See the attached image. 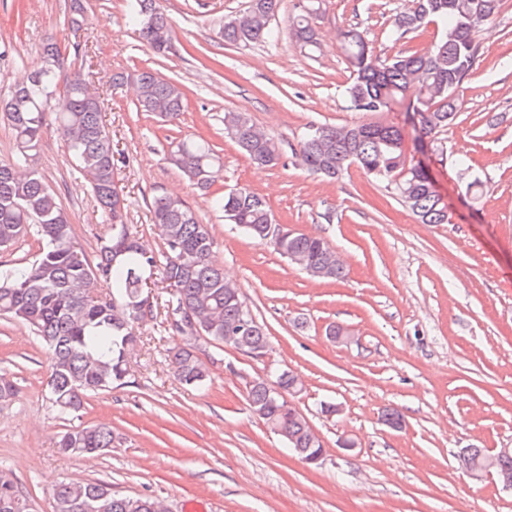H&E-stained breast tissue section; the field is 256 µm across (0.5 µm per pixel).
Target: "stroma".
Instances as JSON below:
<instances>
[{
	"mask_svg": "<svg viewBox=\"0 0 512 512\" xmlns=\"http://www.w3.org/2000/svg\"><path fill=\"white\" fill-rule=\"evenodd\" d=\"M298 2L282 0L272 21L278 42L244 45L224 41L221 29L247 0H161L173 50L158 56L129 22L126 0H80L76 13L71 0H0V98L33 72L46 37L64 50L85 46V74L120 160L128 223L144 245L162 250L151 200L161 192L186 198L213 237L217 263L269 336L261 359L199 341L209 387L183 385L167 355V293L153 276V311L135 326L125 384L66 415L48 398L47 349L23 324L0 318V377L16 387L0 402V467L12 471L34 512H53L60 480L149 494L167 512H183L188 499L208 512H512V491L475 480L459 461L468 448H512V106L503 101L512 90V0H502L476 38L463 109L439 133V153L422 149L403 108L348 107L340 41L360 29L384 57L429 46L435 26L398 39L392 21L409 0H323L318 47L308 52L289 35ZM145 68L183 86L178 122L138 111L131 84L113 86L114 73ZM228 111L247 113L277 139L275 166H256L225 138ZM366 123L401 128L410 159L428 167L448 205L447 223H422L392 186L357 167L329 180L298 163L308 125ZM185 137L208 140L222 158L212 192L258 193L278 223L336 249L345 278H313L225 224L166 159L171 142ZM30 166L57 192L75 246L93 254L107 223L55 125L44 129ZM475 179L483 184L478 197L466 192ZM332 325L350 330L352 341H333ZM282 369L302 381L294 402L323 442L319 465L286 451L248 406L251 382ZM325 402L338 404L339 414L324 416ZM391 408L403 414V430L382 424ZM83 425L111 428L110 451L89 460L61 453L60 436ZM345 438L354 451L340 448Z\"/></svg>",
	"mask_w": 512,
	"mask_h": 512,
	"instance_id": "1",
	"label": "stroma"
}]
</instances>
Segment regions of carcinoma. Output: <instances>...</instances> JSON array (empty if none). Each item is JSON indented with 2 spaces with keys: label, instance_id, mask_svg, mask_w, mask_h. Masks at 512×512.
Masks as SVG:
<instances>
[{
  "label": "carcinoma",
  "instance_id": "carcinoma-1",
  "mask_svg": "<svg viewBox=\"0 0 512 512\" xmlns=\"http://www.w3.org/2000/svg\"><path fill=\"white\" fill-rule=\"evenodd\" d=\"M411 10L397 15L398 35L416 32L434 23L432 45L377 56L363 34L345 33L353 77L344 93L357 112H387L395 103L413 96L408 111L416 116L419 142H437L440 131L462 108L459 91L473 70L478 53L476 34L501 8V0H412ZM281 0H249L247 8L224 21V41L250 44L271 41L276 34L271 20ZM315 0L300 6L289 26L301 47L317 44L313 16ZM130 13L140 40L155 53L170 51L173 30L157 0H131ZM44 66L39 84L15 85L0 99V112L14 134V157L0 162V247H8L31 227L43 242L33 262L0 271V316L28 326L51 355L47 380L50 399L60 413L80 410L85 398L125 384L127 355L138 341L134 323L141 320L140 302L152 310L148 280L161 270L170 288L167 307L174 315L168 329L175 342L168 356L179 381L201 389L209 371L195 351L201 339L264 354L269 337L264 324L251 313L241 287L224 277L213 260L214 241L199 222L193 206L181 197L159 193L151 203L152 223L158 227L164 250L157 254L139 241L126 223L125 210L116 209L115 176L119 159L112 150V134L101 120L102 109L89 100L81 68L69 61L51 37L42 42ZM128 80L139 89L137 108L164 122H175L184 112L185 95L178 82L152 70L120 73L114 83ZM53 123L63 135L71 158L90 176L91 191L109 221L94 258L72 247L75 227L55 190L29 168L44 128ZM224 135L251 161L262 166L280 160L278 141L241 112L224 113ZM299 163L329 179L357 165L367 176L394 185L400 200L425 224L448 222L447 206L433 188L425 170L411 164L403 132L395 125L362 124L355 127L310 125L300 144ZM169 161L201 192L209 190L221 158L202 138H185L171 145ZM224 220L270 245L299 270L318 279L340 280L345 268L336 264V251L319 237L294 233L275 235L274 215L267 202L247 188L231 189L212 197ZM103 288L99 298L94 290ZM292 376L280 372L274 381L258 378L249 385V407L300 457L321 451L310 442L306 418L275 392L288 391ZM112 430L74 427L65 432L59 447L66 453L93 455L112 448ZM54 512H164L161 502L147 495H118L94 481H60L53 487ZM0 512H32L11 473L0 470Z\"/></svg>",
  "mask_w": 512,
  "mask_h": 512
}]
</instances>
